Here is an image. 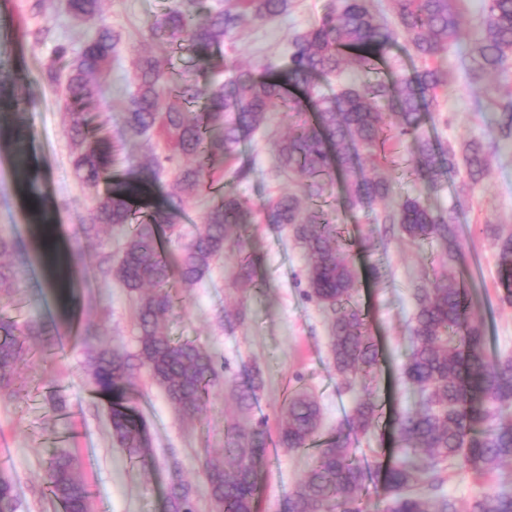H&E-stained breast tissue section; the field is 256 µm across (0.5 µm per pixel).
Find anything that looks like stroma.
Here are the masks:
<instances>
[{"label":"stroma","mask_w":512,"mask_h":512,"mask_svg":"<svg viewBox=\"0 0 512 512\" xmlns=\"http://www.w3.org/2000/svg\"><path fill=\"white\" fill-rule=\"evenodd\" d=\"M326 3L288 0L283 15L244 24L234 43L225 45V58L243 65L280 63L292 36L318 20ZM169 5L170 0H102L98 14L77 19L68 12L66 0H0V124H18L28 133L24 168L0 154V235L19 242L21 252L14 262L22 271L18 290L0 297V317L20 325H52L57 345L56 353L33 357L20 367L10 387L0 388V476L13 486L16 512H64L51 498L46 480L51 462L65 451L76 458L93 512H165L172 460L192 486L197 512H213L205 472L210 464L223 461L225 431L238 418L227 386L242 383L254 369L261 374L262 386L251 416L269 425H276L288 395L300 388L317 399L326 438L344 427L353 405V392L333 368L328 317L306 296L301 243L290 231L252 225L242 238V251L259 259L256 288L236 287L232 273L240 251L235 250L226 251L200 283L187 287L175 280L170 285L174 308L163 321L164 329L174 339L195 341L223 368L224 382L210 391L206 413L198 419L182 418L159 389L140 378L130 398L146 421L152 467L131 460L127 449L112 441L109 404L94 388L91 355L103 344H119L129 353L137 349L134 294L117 279L98 273L101 255L119 256L126 237L116 229L91 237L84 231L103 189L83 184L74 173L76 148L66 133L65 84L53 81L49 71L66 72L96 32L109 28L118 44L111 63L97 77L92 122L123 144L116 174L135 169L149 153L165 155L167 146L157 133L132 135L120 120L121 108L134 90L138 56L149 51L158 57L173 89L203 87L214 80L188 49L153 35L152 24ZM483 18L482 0H464L460 38L440 58L449 84L425 130L458 150L470 139L482 140L490 155L487 175L468 189L460 166L437 187H428L423 177L413 174L405 143L387 170L396 198L419 195L435 209L458 208L460 247L452 258H444L440 244L413 242L397 234L376 244L387 202L352 208L343 204L338 188L321 195L312 179L280 171L275 141L303 123L306 113L275 110L271 122L253 135L239 156L251 173L235 191L251 210L283 194L306 198L335 225L356 269L373 263L383 274L376 285L361 281L355 297L372 336L384 347L380 370L370 385L381 418L375 432L356 445L358 459L369 467L393 450L394 412L417 403L401 376L416 289L432 287L436 274L453 275L465 287L470 321L484 338L487 357L512 356V304L500 299L498 248L485 232L486 226L498 225L512 233V138L503 137L493 112L477 109L479 86L462 67ZM60 46L67 50L63 61L56 57ZM38 204L49 211L76 289L66 309L46 286V261L31 245ZM235 305L243 307L245 319L226 324L224 310ZM309 463L307 454L270 442L258 490L260 512H282L286 495ZM500 477L478 479L457 469L447 475L442 490L463 508L474 497L495 490Z\"/></svg>","instance_id":"1"}]
</instances>
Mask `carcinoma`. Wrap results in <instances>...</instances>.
<instances>
[{
	"label": "carcinoma",
	"instance_id": "carcinoma-1",
	"mask_svg": "<svg viewBox=\"0 0 512 512\" xmlns=\"http://www.w3.org/2000/svg\"><path fill=\"white\" fill-rule=\"evenodd\" d=\"M101 0H70V9L83 16L100 10ZM197 0H176L175 6L154 23L152 32L188 43L203 62L227 69L223 82L189 92L166 87L160 62L151 55L136 63V91L124 110L127 130L137 136L156 131L170 145V153H155L115 180L97 200L86 232L99 226L131 227L119 259L108 256L101 270L137 294L138 352L129 355L102 346L92 357L97 393L111 403L112 440L138 462H151L145 422L127 405L139 370L166 395L184 417L195 419L207 411V397L219 372L211 353L191 340L176 341L161 327L172 307L168 285L176 277L186 286L196 284L227 249L241 247L246 224L245 202L233 184L246 179L250 167L242 164L229 179L215 175L217 160L237 158L252 134L268 123L278 105L309 114V119L277 143L281 166L338 186L350 206L369 205L392 195L384 172L389 141L410 142L412 171L433 187L457 165L453 148L435 143L422 129L423 113L434 112L439 93L448 86L449 73L437 64L440 53L457 41L460 12L457 0H391L395 23L371 8L368 0H330L310 28L297 33L283 67L286 82L266 79L256 71H270V63L243 70L224 62L221 48L235 38L249 19L268 20L282 15L288 0H237L230 8L200 12ZM481 30L468 54L470 77L483 84L478 107L501 113L500 127L512 133V99L503 100L486 77L512 67V0H484ZM412 51L414 64L401 70L389 52L399 39ZM117 38L107 29L90 41L70 65L64 99L67 134L77 146L73 168L87 185L96 187L112 176L116 149L110 139L89 131L87 112L92 84L108 66ZM365 74L386 75L367 83L336 85L324 94L321 83L335 79L345 67ZM206 100V111L192 116L186 104L195 96ZM27 134L19 127L0 130V148L17 159L25 154ZM367 157L373 174L361 173ZM187 158L177 166L169 187V207L136 215L133 188L158 180L164 163ZM463 165L469 185L485 175L488 158L477 140L466 144ZM220 184L206 223L167 254L161 232L174 233L177 212L202 190ZM457 208L435 211L419 198H404L382 217L410 240L448 244ZM261 223L287 229L303 244L306 256V294L330 318V346L336 372L349 388L365 385L379 363L360 310L354 305L358 276L344 255L334 226L308 211L306 201L288 194L262 209ZM498 281L503 301L512 304V234L497 235ZM241 290L255 286L257 260L241 255L233 273ZM17 267L0 261V294L19 288ZM417 306L408 325L410 348L402 365L404 382L418 398L417 408L398 422L402 448L392 460L383 485L385 512H459L441 493L447 466L458 462L473 473H494L512 462V357L487 359L479 329L469 323V304L457 281L444 274L433 288L416 291ZM51 335L41 322L23 327L0 319V386L10 385L27 361L30 341ZM260 383L251 381L232 390L240 411H248ZM379 407L366 396L355 400L347 432L318 449L303 478L288 492L287 512H363L361 495L367 470L357 459L353 443L375 428ZM321 411L316 400L295 391L284 404L278 422L279 447L299 451L318 436ZM265 422L243 418L224 435L223 466L207 471V494L215 512H258L257 485L268 455ZM50 494L65 512H90L85 483L74 457L59 455L47 477ZM9 481L0 480V512H14ZM168 512H195L191 488L174 470L168 494ZM467 512H512V485L501 483L493 495L474 498Z\"/></svg>",
	"mask_w": 512,
	"mask_h": 512
}]
</instances>
